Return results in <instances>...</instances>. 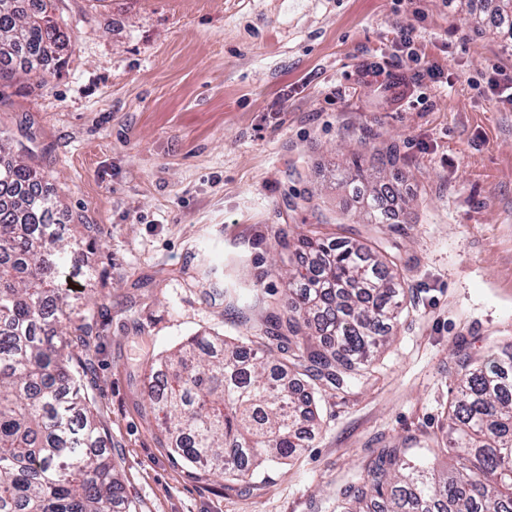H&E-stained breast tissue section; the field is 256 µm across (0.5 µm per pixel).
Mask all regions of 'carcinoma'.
I'll return each instance as SVG.
<instances>
[{"label":"carcinoma","instance_id":"obj_1","mask_svg":"<svg viewBox=\"0 0 512 512\" xmlns=\"http://www.w3.org/2000/svg\"><path fill=\"white\" fill-rule=\"evenodd\" d=\"M487 9L512 48V0ZM52 12V0H0V81L64 43ZM42 181L0 131V512H135L84 383L98 312L74 311L57 288L71 242L50 224L55 201ZM381 193L365 187L369 224L384 223ZM295 251L290 306L260 335L235 349L195 336L149 366L166 446L196 469L245 482L300 455L315 421L311 383L353 389L390 339L397 256L380 240L304 235ZM462 369L443 440L456 466L383 448L334 512H512V345Z\"/></svg>","mask_w":512,"mask_h":512}]
</instances>
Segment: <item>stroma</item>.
Instances as JSON below:
<instances>
[{
  "label": "stroma",
  "instance_id": "stroma-1",
  "mask_svg": "<svg viewBox=\"0 0 512 512\" xmlns=\"http://www.w3.org/2000/svg\"><path fill=\"white\" fill-rule=\"evenodd\" d=\"M69 39L0 82V129L81 245L61 275L102 315L85 382L139 512H331L381 448L427 453L448 424L454 349L512 342V51L453 0H54ZM414 24L411 51L399 30ZM438 79L420 77L422 65ZM395 146L379 237L403 310L374 371L322 387L319 426L250 485L162 447L147 365L227 341L286 304L299 233L366 235L338 179Z\"/></svg>",
  "mask_w": 512,
  "mask_h": 512
}]
</instances>
